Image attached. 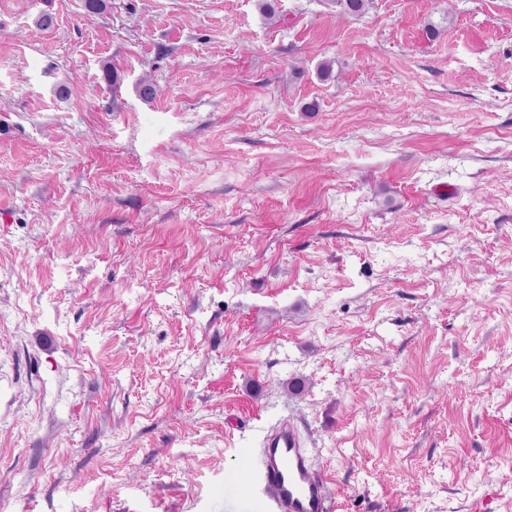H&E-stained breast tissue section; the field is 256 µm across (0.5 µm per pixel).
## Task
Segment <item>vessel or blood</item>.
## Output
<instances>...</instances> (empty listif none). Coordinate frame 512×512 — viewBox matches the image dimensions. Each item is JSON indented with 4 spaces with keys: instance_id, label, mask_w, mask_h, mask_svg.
Masks as SVG:
<instances>
[{
    "instance_id": "1",
    "label": "vessel or blood",
    "mask_w": 512,
    "mask_h": 512,
    "mask_svg": "<svg viewBox=\"0 0 512 512\" xmlns=\"http://www.w3.org/2000/svg\"><path fill=\"white\" fill-rule=\"evenodd\" d=\"M237 456L238 467L225 479L235 484L247 478L260 495L264 512H337L335 488L324 470L312 465L291 421L281 420L261 448H241Z\"/></svg>"
}]
</instances>
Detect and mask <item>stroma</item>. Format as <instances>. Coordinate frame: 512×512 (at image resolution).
Listing matches in <instances>:
<instances>
[{
  "instance_id": "1",
  "label": "stroma",
  "mask_w": 512,
  "mask_h": 512,
  "mask_svg": "<svg viewBox=\"0 0 512 512\" xmlns=\"http://www.w3.org/2000/svg\"><path fill=\"white\" fill-rule=\"evenodd\" d=\"M0 209V512H512V0H0ZM239 466L225 480L236 485L244 473L258 491L264 512H337L336 490L324 470L314 467L297 429L283 419L263 439L262 448L237 450Z\"/></svg>"
}]
</instances>
